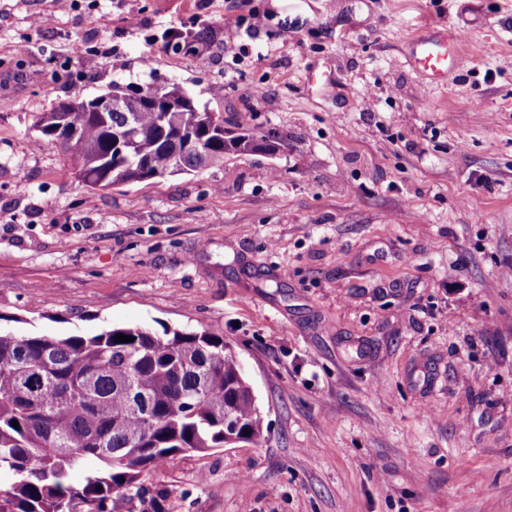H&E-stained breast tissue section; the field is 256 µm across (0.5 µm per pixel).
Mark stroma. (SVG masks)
<instances>
[{"label": "stroma", "mask_w": 512, "mask_h": 512, "mask_svg": "<svg viewBox=\"0 0 512 512\" xmlns=\"http://www.w3.org/2000/svg\"><path fill=\"white\" fill-rule=\"evenodd\" d=\"M455 32L483 53L429 87L410 42ZM115 83L277 150L87 187L38 122ZM1 96L0 330L220 336L263 415L112 512H512V0H0Z\"/></svg>", "instance_id": "obj_1"}]
</instances>
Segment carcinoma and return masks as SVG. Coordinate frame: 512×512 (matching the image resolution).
Here are the masks:
<instances>
[{"mask_svg":"<svg viewBox=\"0 0 512 512\" xmlns=\"http://www.w3.org/2000/svg\"><path fill=\"white\" fill-rule=\"evenodd\" d=\"M58 108L44 114L41 133L92 188L275 149L264 138L229 134L205 109L178 113L180 134L163 113L142 107L127 144L117 139L126 113L89 112L70 100ZM187 138L196 146L185 147ZM226 421L238 426L240 442L262 436L260 407L222 336L167 326L160 334L135 326L63 339L0 332V471L17 477L0 491V512H112V495L136 488L146 469L226 446ZM74 468L86 471L78 487L67 482Z\"/></svg>","mask_w":512,"mask_h":512,"instance_id":"cac0c4a2","label":"carcinoma"}]
</instances>
